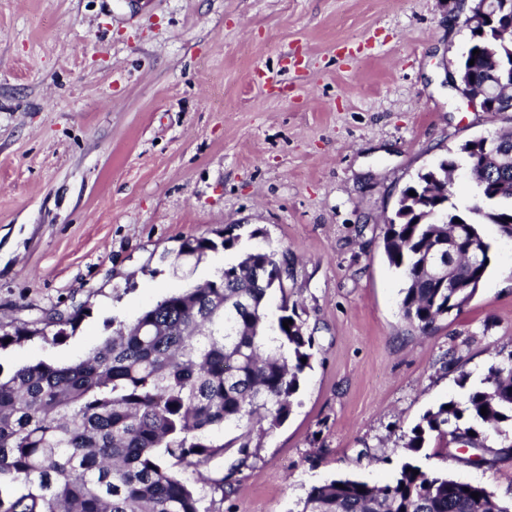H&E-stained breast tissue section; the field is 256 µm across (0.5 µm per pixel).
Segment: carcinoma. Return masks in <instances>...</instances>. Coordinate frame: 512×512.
Listing matches in <instances>:
<instances>
[{
    "label": "carcinoma",
    "mask_w": 512,
    "mask_h": 512,
    "mask_svg": "<svg viewBox=\"0 0 512 512\" xmlns=\"http://www.w3.org/2000/svg\"><path fill=\"white\" fill-rule=\"evenodd\" d=\"M510 25L512 0L486 27L488 34L471 31L464 63L473 84L483 81L491 57L512 65V36L499 33ZM455 168V161L444 160L419 173L401 195L412 204L385 225L387 260L404 276L402 315L423 333L470 301L491 263L488 243L477 265L451 270L448 287L424 266L430 248L454 232L465 243L479 238L481 224L512 231L506 224L512 219V165L495 183L477 185L476 199L463 209L450 188L425 196L430 176L443 186ZM434 210L461 225L431 223ZM224 233L219 241L186 238L178 254L200 260L234 247L238 237L227 228ZM286 260V251L244 252L214 279L163 298L130 325L119 324L86 358L41 360L0 376V484L18 486L12 494L0 489V512H201L202 498L181 471L206 466L227 448L236 449L239 461L248 459L258 447L253 434L269 433L291 414L310 367L314 336L305 332L296 306H288ZM276 289L283 303L272 328L266 299ZM83 314L80 306L52 314L54 321L42 328L0 327V349L34 339L61 341ZM484 384L463 403L450 400L427 410L403 435L402 447L418 451L432 438L451 440L477 457L467 463L488 467L511 455L512 444L492 453L485 442L488 432L501 436L512 425V356L491 365ZM229 426L245 432L214 443L213 435ZM236 472L233 465L204 481L231 489ZM297 512H512V502L446 471L425 472L406 462L382 485L340 478L314 486Z\"/></svg>",
    "instance_id": "1"
}]
</instances>
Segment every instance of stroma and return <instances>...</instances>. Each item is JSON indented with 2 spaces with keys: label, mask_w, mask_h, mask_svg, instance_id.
I'll return each instance as SVG.
<instances>
[{
  "label": "stroma",
  "mask_w": 512,
  "mask_h": 512,
  "mask_svg": "<svg viewBox=\"0 0 512 512\" xmlns=\"http://www.w3.org/2000/svg\"><path fill=\"white\" fill-rule=\"evenodd\" d=\"M453 0H0V326L84 307L61 343L0 350V371L85 358L114 324L259 248L294 276L315 343L292 413L205 512H296L340 477L405 462L512 499V458L410 453L428 409L461 401L512 357V239L476 295L420 332L382 247L402 190L460 144L512 130L450 82L469 45ZM235 225L237 245L188 274L160 258ZM454 356L457 367L443 363Z\"/></svg>",
  "instance_id": "35a3bbf8"
}]
</instances>
